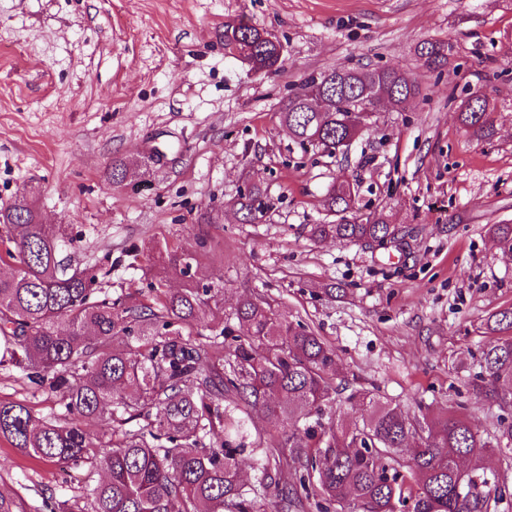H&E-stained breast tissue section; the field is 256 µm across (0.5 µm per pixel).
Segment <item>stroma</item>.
I'll return each mask as SVG.
<instances>
[{
  "instance_id": "1",
  "label": "stroma",
  "mask_w": 512,
  "mask_h": 512,
  "mask_svg": "<svg viewBox=\"0 0 512 512\" xmlns=\"http://www.w3.org/2000/svg\"><path fill=\"white\" fill-rule=\"evenodd\" d=\"M257 26L283 47L274 74L249 72L224 50V24ZM426 41L449 43L428 69ZM395 68L419 95L383 111L348 148L300 147L277 117L307 75ZM494 110L479 140L458 120L469 95ZM158 157L153 175L112 189V159ZM251 176L269 208L254 223L233 213L200 224L207 207L237 198ZM358 193L351 218L399 228L385 247L312 241L333 222L328 187ZM35 193L44 223L67 227L61 255L107 269L112 300L158 279L153 242L214 251L200 272L239 296L269 300L314 328L336 352V424L358 421L346 402L374 391L410 416L421 407L493 434L498 408L468 391L486 322L512 309V258L487 229L512 224V0H0V208ZM40 418L57 397L0 365V401ZM86 469H62L0 440V495L16 512H51L84 499ZM451 48L445 42H424L417 50L424 59L425 65L431 70L442 69L448 64V56Z\"/></svg>"
}]
</instances>
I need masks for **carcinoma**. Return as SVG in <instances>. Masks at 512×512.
Instances as JSON below:
<instances>
[{"instance_id":"obj_1","label":"carcinoma","mask_w":512,"mask_h":512,"mask_svg":"<svg viewBox=\"0 0 512 512\" xmlns=\"http://www.w3.org/2000/svg\"><path fill=\"white\" fill-rule=\"evenodd\" d=\"M249 45L250 66L264 74L281 68L282 46L256 26L224 24V49ZM445 42H424L418 54L431 70L448 65ZM380 87L395 105L419 88L397 69H331L301 80L280 102L278 119L294 140L334 152L362 133L369 113L354 122L342 105L366 100ZM460 104L458 118L473 136L494 132L492 113L478 96ZM129 165L114 159L107 179L126 186ZM354 189H328L325 206L345 214ZM241 220L268 209L258 178L231 203ZM396 227L381 217L313 224V241H380ZM493 238L512 254V224H494ZM62 224L40 220L36 197L23 194L0 209V365L48 384L61 413L40 419L17 401H0V439L20 452L60 467L101 470L90 502L55 503V512H336L353 502L361 512H494L498 500L476 492L485 456L512 446V421L503 418L486 438L463 418L428 411L413 419L362 391L348 401L367 415L348 427L327 416L336 403V354L316 331L290 321L274 305L242 296L224 312L223 286L195 275L209 249L158 248L167 276L180 287L148 284L150 302L125 306L100 295L107 275L94 264L59 259ZM492 339L481 350L480 371L469 386L483 401L512 409V309L487 323ZM131 338L127 349L112 346ZM138 417L136 429L115 425L119 415ZM262 414L282 422V443L254 425ZM92 422L109 426L100 435ZM254 455L255 485L240 476L239 458ZM290 472L291 480L281 481Z\"/></svg>"}]
</instances>
